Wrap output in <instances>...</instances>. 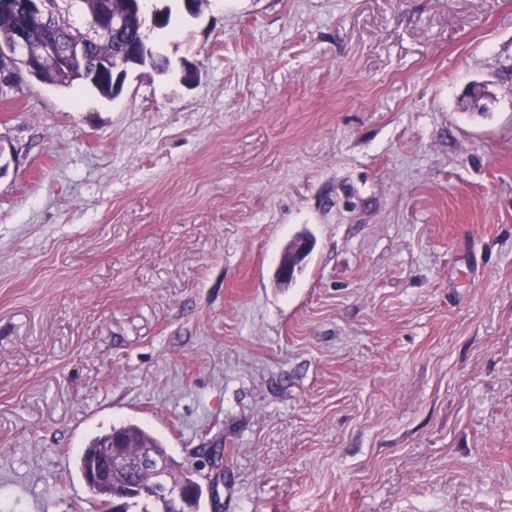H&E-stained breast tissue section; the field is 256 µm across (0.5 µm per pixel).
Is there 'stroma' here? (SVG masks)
Instances as JSON below:
<instances>
[{
  "label": "stroma",
  "mask_w": 512,
  "mask_h": 512,
  "mask_svg": "<svg viewBox=\"0 0 512 512\" xmlns=\"http://www.w3.org/2000/svg\"><path fill=\"white\" fill-rule=\"evenodd\" d=\"M152 5L167 71L0 98V512L130 423L221 512H512V0ZM312 249V244L309 243L307 239L299 240L293 247L292 251L288 254V256L282 257L278 266V274L282 280L288 281L291 283L295 276L292 279H288L291 275H295L298 271L301 272L307 257L301 261L300 259L310 252ZM300 268V269H299Z\"/></svg>",
  "instance_id": "1"
}]
</instances>
